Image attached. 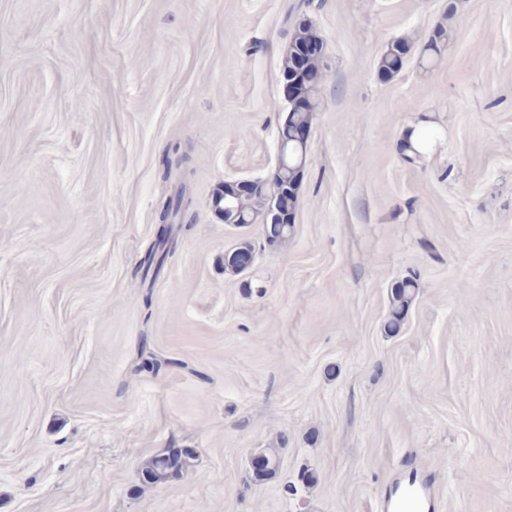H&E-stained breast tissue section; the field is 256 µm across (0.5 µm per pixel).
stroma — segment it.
<instances>
[{
    "label": "stroma",
    "instance_id": "1",
    "mask_svg": "<svg viewBox=\"0 0 512 512\" xmlns=\"http://www.w3.org/2000/svg\"><path fill=\"white\" fill-rule=\"evenodd\" d=\"M300 12L326 58L271 246L211 199L274 173ZM180 188L191 221L143 283ZM168 448L187 468L144 486ZM408 465L438 512H512V0H0V512H373ZM404 47H409V43L402 39L393 40L387 45L379 61V70L382 75L390 76L396 72L398 70V59L401 68L403 67L410 54V51H404L399 56V52ZM271 220L278 222V224L264 223L263 232L266 242L275 246L285 242L290 237L292 230L288 227V224H294V218L292 212L280 215L274 213ZM415 288V282L411 279H402L392 285L389 295L390 315L384 323L386 334L394 336L400 332L401 321L412 303Z\"/></svg>",
    "mask_w": 512,
    "mask_h": 512
}]
</instances>
